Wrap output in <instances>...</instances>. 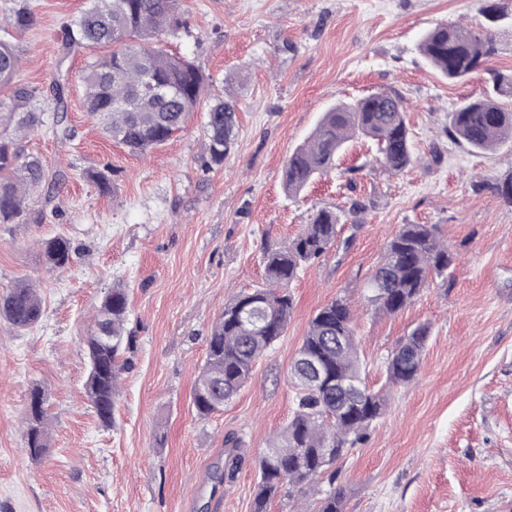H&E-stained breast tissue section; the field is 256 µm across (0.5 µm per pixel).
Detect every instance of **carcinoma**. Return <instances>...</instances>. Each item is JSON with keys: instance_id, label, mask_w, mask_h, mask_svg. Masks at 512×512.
Masks as SVG:
<instances>
[{"instance_id": "cac0c4a2", "label": "carcinoma", "mask_w": 512, "mask_h": 512, "mask_svg": "<svg viewBox=\"0 0 512 512\" xmlns=\"http://www.w3.org/2000/svg\"><path fill=\"white\" fill-rule=\"evenodd\" d=\"M34 20L29 0H18L10 25L23 31ZM176 0H89L85 10L67 25L61 43L65 52L83 47L112 45L106 56L88 61L83 77V105L88 118L112 140L135 153H145L171 139L184 128L198 108L206 78L194 62L173 56L156 39L179 27ZM428 62L450 80L464 78L495 53L494 38L487 31L464 30L440 24L428 31L419 45ZM20 52L0 38V84L17 74ZM492 91L462 104L451 113L448 136L464 141L473 151L493 150L512 143V110L500 98H512V77L489 71ZM172 91L157 98L145 90L147 76ZM68 83L60 75L53 82L51 99L44 106L34 95L20 91L13 97L15 125L0 133V224H28L25 196L46 183L42 161L24 153L19 143L30 131L45 124L53 113L57 136L70 137L66 124ZM236 104L218 98L206 115L204 167L220 165L234 138ZM357 137L377 142L382 166L403 172L411 163L409 128L402 97L382 93L341 102L323 114L306 139L288 156L283 169L288 195L299 194L313 179L335 166L336 155ZM88 178L99 191L112 192L108 169L91 170ZM340 217L333 210L317 211L288 245L264 254L266 286L242 292L224 304V311L208 337L206 363L196 380L192 400L197 415L206 419L232 402L251 378L257 359L284 335L294 301L290 284L300 271L325 255L336 243ZM47 263L65 268L71 258L67 239L54 237L42 243ZM454 256L432 224H404L387 244L384 258L371 281L369 303L378 314L394 315L410 305L435 275L448 271ZM249 308L260 320L247 325L242 312ZM43 302L37 288L17 280L0 294V319L18 329L38 324ZM128 293L112 287L96 314V328L85 340L89 373L87 399L106 426L113 422L118 382L128 368L123 354L131 348L126 334ZM106 326L112 344L100 340ZM426 325L417 327L388 357L387 384L414 380L422 366L429 338ZM306 357L323 361L332 384H318L302 368ZM291 379L298 388L292 419L257 458L259 482L252 512H268L269 502L288 486L301 495L316 491L319 477L344 453L369 437L371 424L386 406V395L365 383L357 351V335L350 305L336 298L318 309L309 321L306 336L294 359ZM48 415L42 390L32 389L27 411L26 448L38 460L49 450ZM316 512H345V491L336 488L318 499Z\"/></svg>"}]
</instances>
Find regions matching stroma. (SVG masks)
<instances>
[{
    "label": "stroma",
    "mask_w": 512,
    "mask_h": 512,
    "mask_svg": "<svg viewBox=\"0 0 512 512\" xmlns=\"http://www.w3.org/2000/svg\"><path fill=\"white\" fill-rule=\"evenodd\" d=\"M485 2L179 0L181 25L158 46L207 76L203 106L226 93L237 101L234 145L208 170L202 111L145 154L93 126L82 83L93 53L61 49L87 0H30L34 22L16 36L21 67L0 100L24 88L44 102L65 75L73 136L60 142L47 126L27 135L26 153L64 179L27 202L42 223L0 224V290L28 279L44 305L32 328L0 322V512H251L257 457L295 409L290 369L308 323L338 297L356 314L373 388L414 328L429 325L431 336L418 377L390 389L368 441L319 490L344 488L347 512H512V206L498 192L512 177V146L476 153L446 133L452 112L487 90L488 70L512 76V0H494L493 24ZM442 23L491 27L496 52L484 69L451 82L428 64L419 39ZM375 92L406 103L408 169L385 171L377 146L358 138L331 172L288 195L284 163L322 113ZM104 167L110 194L86 176ZM322 208L340 216L336 245L291 284L285 334L223 411L199 418L192 391L212 325L227 301L264 285V252ZM404 224L437 225L455 261L403 311L378 315L367 282ZM59 235L74 249L63 270L41 249ZM115 284L129 292L133 343L105 427L85 395V339ZM36 386L51 436L40 461L23 438ZM230 436L239 463L217 486Z\"/></svg>",
    "instance_id": "stroma-1"
}]
</instances>
